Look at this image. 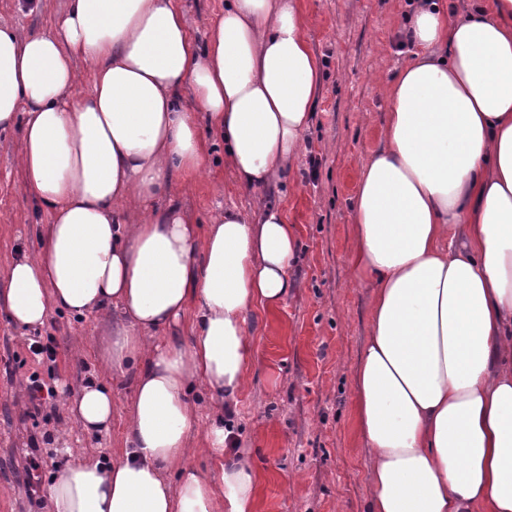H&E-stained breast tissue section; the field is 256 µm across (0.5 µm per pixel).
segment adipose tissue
Returning a JSON list of instances; mask_svg holds the SVG:
<instances>
[{"label":"adipose tissue","mask_w":512,"mask_h":512,"mask_svg":"<svg viewBox=\"0 0 512 512\" xmlns=\"http://www.w3.org/2000/svg\"><path fill=\"white\" fill-rule=\"evenodd\" d=\"M405 23L411 61L352 204L373 290L354 373L370 510L512 512V0L462 14L416 0ZM321 70L299 0H225L201 43L178 0H68L23 39L0 23V130L20 128L24 189L51 215L41 252L9 262L0 306L23 328L116 312L104 365L134 377L121 454L66 467L47 512H256L234 422L247 322L287 301L296 229L273 204L202 230L154 200L204 166L209 138L239 186L290 172ZM191 303L188 344L158 342ZM195 386L214 403L206 474L183 462ZM68 406L109 430L98 381Z\"/></svg>","instance_id":"ef3b65f1"}]
</instances>
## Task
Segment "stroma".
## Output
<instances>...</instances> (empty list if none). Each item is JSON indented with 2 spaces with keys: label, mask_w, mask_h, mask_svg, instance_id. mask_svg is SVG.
Segmentation results:
<instances>
[{
  "label": "stroma",
  "mask_w": 512,
  "mask_h": 512,
  "mask_svg": "<svg viewBox=\"0 0 512 512\" xmlns=\"http://www.w3.org/2000/svg\"><path fill=\"white\" fill-rule=\"evenodd\" d=\"M66 0L43 12L19 13L0 0V17L20 36L50 28ZM305 35L322 62V82L305 149L293 171L261 191L234 184L224 146L208 141V159L190 179H176L157 206L178 198L193 219L208 224L220 210L253 211L279 204L295 224L299 249L287 301L248 318L254 355L236 407L242 451L261 474L257 512H367L366 455L356 428L353 372L369 336L372 290L353 264L351 203L362 164L382 144L388 109L383 79L410 61L400 40L410 0H301ZM20 130L0 132V284L4 262L37 251L50 222L23 190ZM36 333L54 337L55 362L27 350L29 331L0 310V512H45L47 488L66 449L91 458L125 446L133 394L130 376L103 373L111 313L75 318L54 312ZM51 384L54 398L28 416L31 375ZM112 389V427L85 433L65 404L87 381ZM199 422L188 439L186 464L208 473L204 433L211 405L194 391ZM40 437L43 463L31 469L30 439Z\"/></svg>",
  "instance_id": "obj_1"
}]
</instances>
